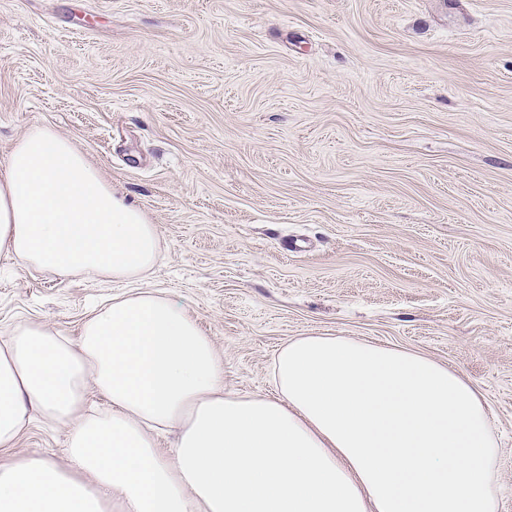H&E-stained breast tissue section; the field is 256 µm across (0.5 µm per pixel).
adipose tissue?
I'll return each instance as SVG.
<instances>
[{
	"mask_svg": "<svg viewBox=\"0 0 512 512\" xmlns=\"http://www.w3.org/2000/svg\"><path fill=\"white\" fill-rule=\"evenodd\" d=\"M0 253L131 282L161 248L85 152L41 125L0 163ZM270 377L267 395L226 391L211 339L152 290L114 297L75 340L19 324L0 340V448L38 418L66 427L68 462L0 463V512H498L490 409L448 365L299 336ZM92 392L104 408H88Z\"/></svg>",
	"mask_w": 512,
	"mask_h": 512,
	"instance_id": "adipose-tissue-1",
	"label": "adipose tissue"
}]
</instances>
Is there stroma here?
<instances>
[{"label":"stroma","mask_w":512,"mask_h":512,"mask_svg":"<svg viewBox=\"0 0 512 512\" xmlns=\"http://www.w3.org/2000/svg\"><path fill=\"white\" fill-rule=\"evenodd\" d=\"M42 124L157 225L145 285L226 390L295 336L423 353L486 398L512 512V0H0V160ZM132 289L0 254V337Z\"/></svg>","instance_id":"1"}]
</instances>
